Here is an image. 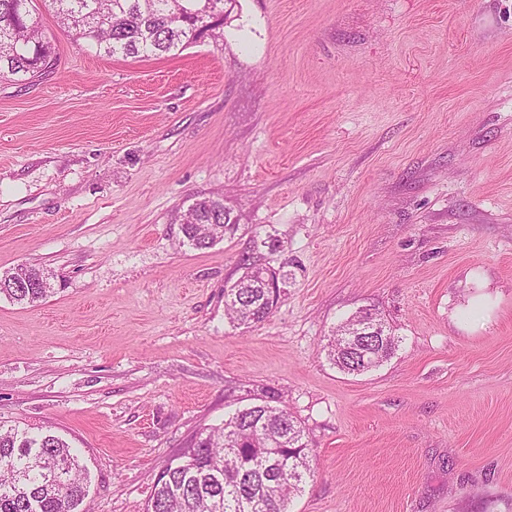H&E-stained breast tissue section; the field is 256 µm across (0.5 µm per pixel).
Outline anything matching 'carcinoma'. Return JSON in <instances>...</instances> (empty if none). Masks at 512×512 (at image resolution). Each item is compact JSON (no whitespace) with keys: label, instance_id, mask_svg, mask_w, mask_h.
<instances>
[{"label":"carcinoma","instance_id":"1","mask_svg":"<svg viewBox=\"0 0 512 512\" xmlns=\"http://www.w3.org/2000/svg\"><path fill=\"white\" fill-rule=\"evenodd\" d=\"M230 0H50L61 27L108 57L177 55L205 32L224 37V5ZM32 0H0V79L23 82L52 67L53 47L33 15ZM181 233L193 249L205 250L233 234L237 224L219 197L197 199L181 215ZM281 248L271 234L253 241L241 256L242 274L224 289L233 323L263 322L273 311L265 277L255 270L261 249ZM54 274L25 265L0 279V297L30 305L54 293ZM352 319L329 340L334 365L363 373L388 359L399 337L364 336L349 345ZM279 399L236 409L218 426L196 436L188 453L157 478L145 512H288L291 497L314 477L304 431ZM88 477L69 444L50 430L32 432L0 422V512H79Z\"/></svg>","mask_w":512,"mask_h":512}]
</instances>
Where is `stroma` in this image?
<instances>
[{
	"label": "stroma",
	"mask_w": 512,
	"mask_h": 512,
	"mask_svg": "<svg viewBox=\"0 0 512 512\" xmlns=\"http://www.w3.org/2000/svg\"><path fill=\"white\" fill-rule=\"evenodd\" d=\"M0 79V421L52 428L90 472L80 512H144L229 401L278 393L314 478L289 512H512V0H236L223 41L105 57L62 32ZM238 224L180 246L196 198ZM293 278L245 328L224 288L254 239ZM377 309L400 344L327 357ZM18 269L21 273L16 272V268L5 272V274L12 273L8 280L0 278V298L4 296L13 303L30 305L54 293L55 288L52 282L54 274L52 272L36 265H25ZM38 280L48 281L46 283L48 287L37 288ZM352 317L340 324L329 340V356L334 365L347 373H363L373 367H377L387 360L396 350L399 337L395 336L392 328L385 321L384 331L389 338L386 341L374 336H362V338L349 349L347 331L353 328ZM366 363V364H365Z\"/></svg>",
	"instance_id": "1"
}]
</instances>
